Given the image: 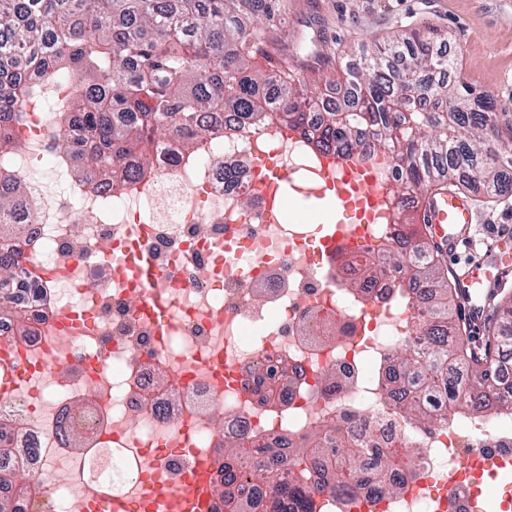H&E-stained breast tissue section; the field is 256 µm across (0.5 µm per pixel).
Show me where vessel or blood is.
<instances>
[{
	"mask_svg": "<svg viewBox=\"0 0 512 512\" xmlns=\"http://www.w3.org/2000/svg\"><path fill=\"white\" fill-rule=\"evenodd\" d=\"M287 177L275 166H268L262 178L261 189L266 199V212L276 215L287 208L288 200L283 191ZM379 196L368 178L362 177L353 160L347 156L326 160V176L322 188L314 195L311 221L327 225L328 231L321 239L325 255H335L344 243L360 232L355 224L333 220L335 211L359 208L365 221H372ZM427 235L443 249L456 251L470 238L477 224L476 209L471 197L460 193L454 184H446L442 191L432 196L424 210ZM115 268L120 277L131 279L135 288L133 299L143 314L164 320L170 300L155 292L153 286L160 274L148 255L136 251L120 256ZM512 274V228L484 239L468 261L452 271L459 302L472 326H479L489 310V296L496 285ZM0 366L9 373L0 378V400L7 401L28 378L29 354L20 342H0ZM211 380L216 393H223L224 385L236 381L238 373L227 367L223 356H215L211 363ZM217 456H193L180 479L173 485L143 482L137 495L131 499L115 498L87 500L85 512H215ZM512 469V460L500 457L470 460L467 469L473 476L486 472Z\"/></svg>",
	"mask_w": 512,
	"mask_h": 512,
	"instance_id": "obj_1",
	"label": "vessel or blood"
}]
</instances>
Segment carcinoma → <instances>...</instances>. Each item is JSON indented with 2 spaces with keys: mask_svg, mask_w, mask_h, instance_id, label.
<instances>
[{
  "mask_svg": "<svg viewBox=\"0 0 512 512\" xmlns=\"http://www.w3.org/2000/svg\"><path fill=\"white\" fill-rule=\"evenodd\" d=\"M283 0H0V87L33 94L64 77L72 96L52 111L79 129L61 140L60 153L79 161L76 177L91 170L104 185L140 179L155 171L154 147L173 138L187 154L205 151L219 127L210 113L252 128L278 124L312 128L324 151L359 152L368 131L390 154L416 203L440 188L448 174L460 185L477 183L485 202L512 194L504 168L512 157L494 156L487 129L494 124L489 96L446 78L454 61L434 51L430 33H402L393 44H374L360 66L347 71L346 97L313 116L314 99L304 95L307 74L320 75L329 61L309 67H252L257 56L271 59L270 33L288 27ZM425 84L427 97L409 101L404 87ZM25 124L21 102L0 94V154L18 151L17 128ZM24 193L20 181L0 174V311L21 319L26 293L14 273L9 242L22 237ZM418 253L390 250L387 259L406 269L418 294L413 333L422 345L399 348L386 369L389 393L409 423L434 424L439 408L453 419L477 410L495 395L500 359L512 353V333L494 336L496 351L475 354L460 345L461 330L448 314L452 291L430 247L421 242L418 210L402 202L394 210ZM288 375L267 365L258 386L284 382ZM10 430L0 422V512H26L30 478L8 448ZM336 460L335 483L325 479L324 462ZM288 467V488L270 487V472ZM224 483L237 489L241 512H315L314 497L328 489L370 485L395 494L387 450L345 448L323 443L314 432L286 435L243 448L224 442Z\"/></svg>",
  "mask_w": 512,
  "mask_h": 512,
  "instance_id": "obj_1",
  "label": "carcinoma"
}]
</instances>
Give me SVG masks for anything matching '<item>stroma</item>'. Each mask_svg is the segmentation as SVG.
Returning a JSON list of instances; mask_svg holds the SVG:
<instances>
[{
    "label": "stroma",
    "mask_w": 512,
    "mask_h": 512,
    "mask_svg": "<svg viewBox=\"0 0 512 512\" xmlns=\"http://www.w3.org/2000/svg\"><path fill=\"white\" fill-rule=\"evenodd\" d=\"M290 33L308 32L336 62L313 94L339 87L374 41L431 26L447 35L451 80L491 94L500 141L512 147V0H288Z\"/></svg>",
    "instance_id": "1"
}]
</instances>
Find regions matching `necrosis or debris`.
Instances as JSON below:
<instances>
[{
	"mask_svg": "<svg viewBox=\"0 0 512 512\" xmlns=\"http://www.w3.org/2000/svg\"><path fill=\"white\" fill-rule=\"evenodd\" d=\"M24 144L6 165L27 186L26 233L15 242L16 279L33 295L25 305L27 336L0 317V341L24 339L40 358L55 341L57 367L31 371L0 420L28 449L30 512H82L91 494L128 498L143 476L178 480L190 457L177 454L182 437L194 451L220 453L225 439L310 433L328 417L356 439L369 422L383 443L418 451L416 466L400 474V492L379 496L360 489L320 497L326 512H352L360 499L381 512H472L468 481L454 469L472 456L512 457V413L489 406L465 419L412 429L382 404L389 356L409 340L415 297L408 277L386 261L389 249L408 250L401 225L367 227L364 252L315 257L310 244L322 227L297 218L268 222L253 186L258 159L274 158L305 194L315 188L325 159L302 131L221 127L205 153L162 152L153 178L117 190L91 191L72 182L69 197L49 192L31 171L33 159L55 172L72 168L57 144L53 113L26 104ZM146 224V237L132 227ZM266 265L250 276L226 240ZM147 253L171 299L168 325L136 312L127 286L112 272L107 249ZM373 279L357 296L347 283L363 263ZM63 269L46 281L42 271ZM75 307L90 313L78 336L56 334L54 317ZM240 371L239 385L215 394L206 363L215 352ZM284 363L289 380L273 394L256 386V363ZM89 437L92 454L69 449L70 434Z\"/></svg>",
	"mask_w": 512,
	"mask_h": 512,
	"instance_id": "4bbe7bcc",
	"label": "necrosis or debris"
}]
</instances>
